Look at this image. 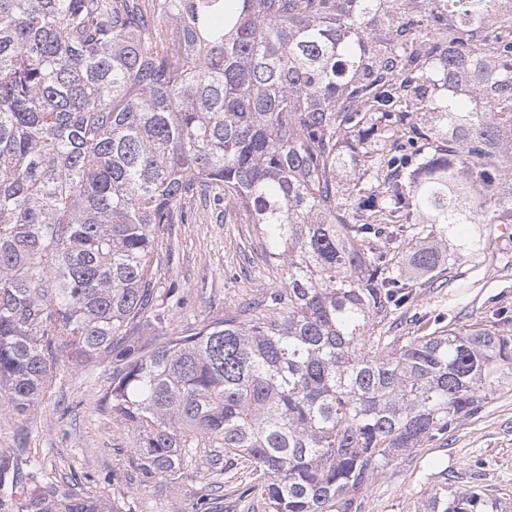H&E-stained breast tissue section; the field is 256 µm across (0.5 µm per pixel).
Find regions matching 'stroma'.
<instances>
[{
  "label": "stroma",
  "instance_id": "35a3bbf8",
  "mask_svg": "<svg viewBox=\"0 0 512 512\" xmlns=\"http://www.w3.org/2000/svg\"><path fill=\"white\" fill-rule=\"evenodd\" d=\"M187 215V223L172 227V250L160 272V287L183 299L168 326L172 333L223 318L242 298L280 281L248 212L225 216L223 203L210 199L188 206ZM453 274L451 284L425 291L411 315L438 326L489 323L497 313L512 318V238H502L500 229H492L478 253L457 259ZM108 384L106 365L78 371L59 365L51 395L27 419L0 415V449H29L49 476L82 479L97 494L118 493L127 512H172L174 501H196L197 474L176 490L130 479L112 448V416L99 402ZM451 485L512 495V392L385 466L361 491L362 512H423L432 495Z\"/></svg>",
  "mask_w": 512,
  "mask_h": 512
}]
</instances>
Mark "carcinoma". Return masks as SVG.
<instances>
[{
    "instance_id": "1",
    "label": "carcinoma",
    "mask_w": 512,
    "mask_h": 512,
    "mask_svg": "<svg viewBox=\"0 0 512 512\" xmlns=\"http://www.w3.org/2000/svg\"><path fill=\"white\" fill-rule=\"evenodd\" d=\"M498 0H0V413L62 362L143 487L245 463L264 512H361L379 469L512 391V330L387 336L512 224V12ZM166 24H157V18ZM244 210L280 286L163 332L169 225ZM154 330L161 340L131 336ZM426 512H512L480 487ZM0 512H120L0 451Z\"/></svg>"
}]
</instances>
